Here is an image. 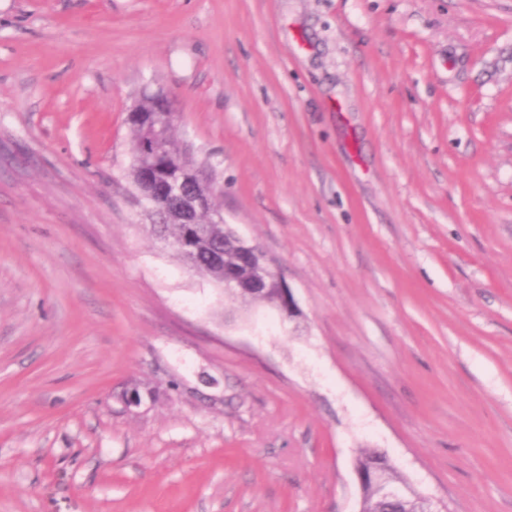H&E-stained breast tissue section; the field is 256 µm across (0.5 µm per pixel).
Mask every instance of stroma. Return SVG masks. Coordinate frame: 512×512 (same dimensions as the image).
Returning a JSON list of instances; mask_svg holds the SVG:
<instances>
[{
  "label": "stroma",
  "mask_w": 512,
  "mask_h": 512,
  "mask_svg": "<svg viewBox=\"0 0 512 512\" xmlns=\"http://www.w3.org/2000/svg\"><path fill=\"white\" fill-rule=\"evenodd\" d=\"M145 87L298 318L150 235ZM366 449L512 512V0H0V512H357Z\"/></svg>",
  "instance_id": "stroma-1"
}]
</instances>
